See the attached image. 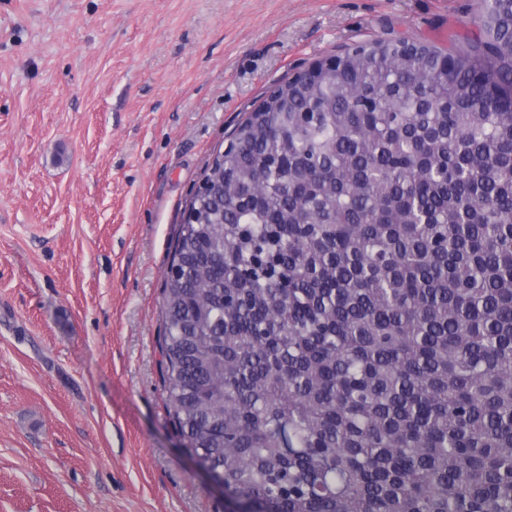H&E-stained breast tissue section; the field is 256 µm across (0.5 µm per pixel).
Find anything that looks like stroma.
Listing matches in <instances>:
<instances>
[{"mask_svg": "<svg viewBox=\"0 0 512 512\" xmlns=\"http://www.w3.org/2000/svg\"><path fill=\"white\" fill-rule=\"evenodd\" d=\"M479 0H0V512H225L166 409L160 302L237 124L371 39L453 49Z\"/></svg>", "mask_w": 512, "mask_h": 512, "instance_id": "stroma-1", "label": "stroma"}]
</instances>
